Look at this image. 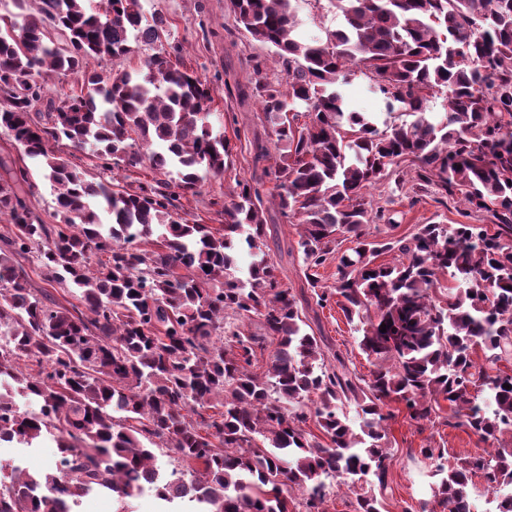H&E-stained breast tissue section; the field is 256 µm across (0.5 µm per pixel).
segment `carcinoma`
Here are the masks:
<instances>
[{"instance_id":"cac0c4a2","label":"carcinoma","mask_w":512,"mask_h":512,"mask_svg":"<svg viewBox=\"0 0 512 512\" xmlns=\"http://www.w3.org/2000/svg\"><path fill=\"white\" fill-rule=\"evenodd\" d=\"M146 2L12 0L18 12L0 13V129L41 159L57 220L42 222L0 183V217L12 225L0 236V443L51 436L62 460L37 476L13 468L0 479V512H76L101 491L125 512L145 478L163 504L186 499L202 512H290L281 484L304 493L306 512H325L332 481L354 496L353 512H381L389 404L419 422L443 401L448 425L493 447L452 462L420 449L441 476L423 512H470L476 474L494 488L493 512H512V372L501 369L512 362V0H337L344 27L314 42L296 34L302 0H226L270 51L254 58L252 94L278 146L274 205L297 219L317 305L336 296L374 359L367 381L338 354L328 363L300 299L281 288L256 186L237 183L220 228L181 216L177 196L222 175L230 148L210 120L212 89L173 63L167 20L147 19ZM142 50L138 68L123 66ZM102 59L113 63L106 79L92 68ZM271 59L286 84L263 76ZM350 64L368 71L387 115L406 119L380 127L347 111L336 86ZM49 71L84 84L43 114ZM439 92L447 108L432 118L428 97ZM51 140L90 150L104 170L148 167L165 179L92 181ZM407 160L414 192L458 191L488 223L372 236L384 214L368 189L405 182ZM155 234L160 250L141 248ZM340 236L356 246L338 251ZM386 253L393 260L376 263ZM97 254L107 261L93 263ZM17 256L36 257L77 303L45 304ZM329 261L336 281L321 288L314 271ZM253 315L260 336L227 322ZM28 360L38 375L24 372ZM17 394L39 410L19 412ZM311 418L326 441L304 429ZM162 452L186 469L161 474Z\"/></svg>"}]
</instances>
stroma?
<instances>
[{
    "label": "stroma",
    "instance_id": "35a3bbf8",
    "mask_svg": "<svg viewBox=\"0 0 512 512\" xmlns=\"http://www.w3.org/2000/svg\"><path fill=\"white\" fill-rule=\"evenodd\" d=\"M146 9L166 18L169 41L179 47L181 64L214 92L212 109L221 116L231 155L222 176L208 178L198 195L186 196L182 203L191 219L221 227L224 217L218 207L230 203L237 181L246 179L259 184L265 196L274 191V184L266 175L277 155L273 128L265 120L256 98L239 95L240 89L249 86L254 78L253 57L263 54L264 49L238 29L225 0H148ZM298 20L301 32L308 38L324 36L326 31L341 28L343 24L336 0H309L302 5ZM261 146L267 149V157H258L257 149ZM18 162L26 167L32 185L23 196L26 205L45 223H52L53 195L42 175L40 160L21 159L12 137L0 130V179L6 175V166ZM373 196L385 213L384 220L370 227L377 237L408 236L420 224L484 221L483 215L470 210L458 194L448 198L434 191L416 194L386 180L377 185ZM268 214L272 221L266 227L267 243L281 286L295 295L308 292L295 226L276 207H269ZM391 218L396 220V228H389L387 221ZM304 314L309 332L326 337L351 371L364 377L370 375L372 361L359 348L356 333L336 303L322 308L313 303L305 305ZM389 408L394 417L387 429L390 459L382 512H421L422 503L430 498V485L435 477L420 455V448L426 445L443 448L454 459L478 452L481 443L472 433L448 426L447 415L431 422H415L403 404L393 402ZM55 459V444L49 439L38 448L0 445L1 465H19L32 474L52 468Z\"/></svg>",
    "mask_w": 512,
    "mask_h": 512
}]
</instances>
